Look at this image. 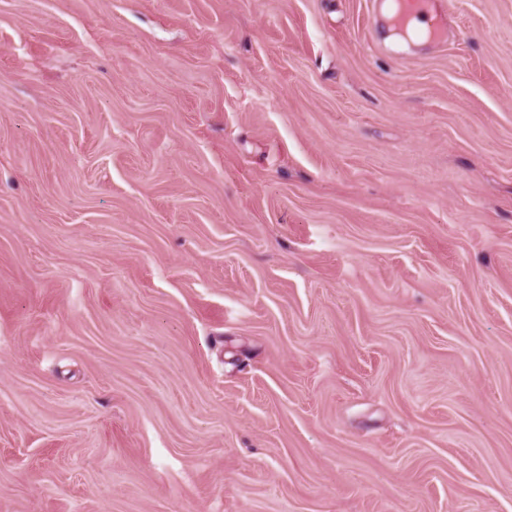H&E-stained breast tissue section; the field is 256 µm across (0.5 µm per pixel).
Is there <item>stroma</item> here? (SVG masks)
Segmentation results:
<instances>
[{
	"instance_id": "obj_1",
	"label": "stroma",
	"mask_w": 512,
	"mask_h": 512,
	"mask_svg": "<svg viewBox=\"0 0 512 512\" xmlns=\"http://www.w3.org/2000/svg\"><path fill=\"white\" fill-rule=\"evenodd\" d=\"M0 0V512H512V0ZM393 21L396 27L407 28L413 21L417 27L427 24L428 37L439 36L445 27L446 12L436 0H396Z\"/></svg>"
}]
</instances>
